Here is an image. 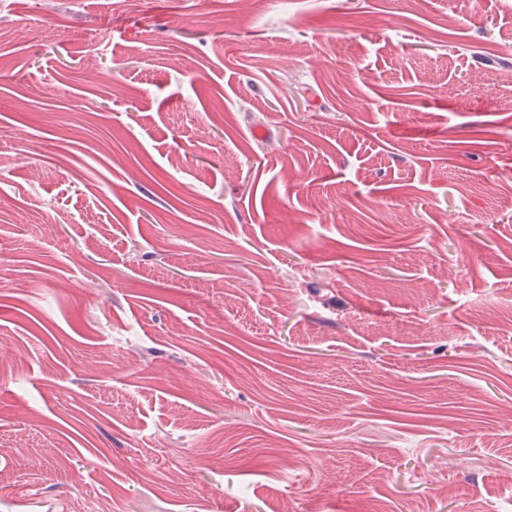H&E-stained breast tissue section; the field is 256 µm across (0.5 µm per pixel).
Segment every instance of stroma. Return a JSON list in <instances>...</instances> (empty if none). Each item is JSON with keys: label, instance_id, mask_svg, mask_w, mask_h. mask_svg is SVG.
Segmentation results:
<instances>
[{"label": "stroma", "instance_id": "obj_1", "mask_svg": "<svg viewBox=\"0 0 512 512\" xmlns=\"http://www.w3.org/2000/svg\"><path fill=\"white\" fill-rule=\"evenodd\" d=\"M512 0H0V512H512Z\"/></svg>", "mask_w": 512, "mask_h": 512}]
</instances>
